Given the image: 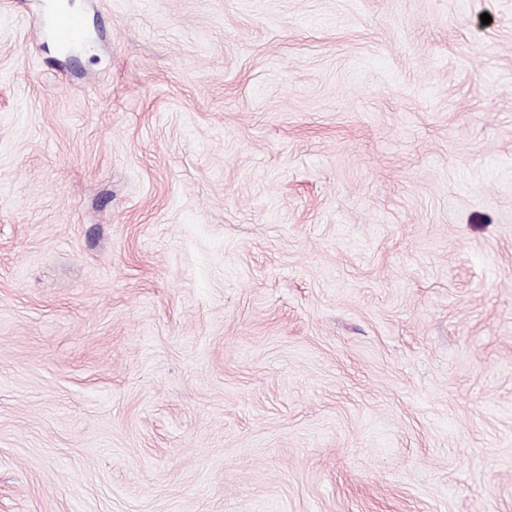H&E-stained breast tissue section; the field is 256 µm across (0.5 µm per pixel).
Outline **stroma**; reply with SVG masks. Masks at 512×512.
Instances as JSON below:
<instances>
[{"mask_svg": "<svg viewBox=\"0 0 512 512\" xmlns=\"http://www.w3.org/2000/svg\"><path fill=\"white\" fill-rule=\"evenodd\" d=\"M64 2L0 0V512H512V0ZM50 33L56 43L67 48L81 39L83 34V19L80 15L53 9L48 15Z\"/></svg>", "mask_w": 512, "mask_h": 512, "instance_id": "35a3bbf8", "label": "stroma"}]
</instances>
